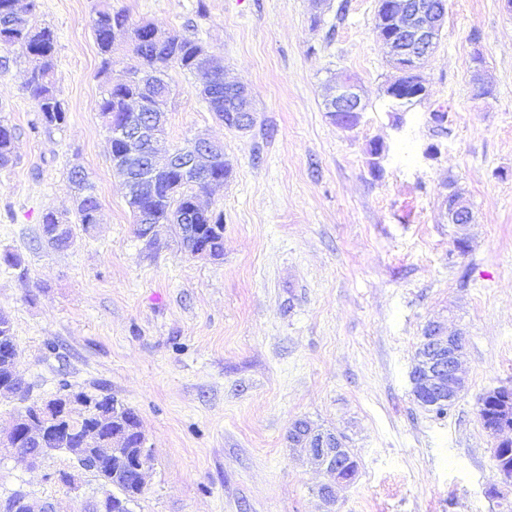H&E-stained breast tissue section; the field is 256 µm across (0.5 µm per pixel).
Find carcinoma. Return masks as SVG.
I'll return each instance as SVG.
<instances>
[{"instance_id": "carcinoma-1", "label": "carcinoma", "mask_w": 512, "mask_h": 512, "mask_svg": "<svg viewBox=\"0 0 512 512\" xmlns=\"http://www.w3.org/2000/svg\"><path fill=\"white\" fill-rule=\"evenodd\" d=\"M15 2L17 0H0V49L16 47L30 59L32 67L25 84L26 92L45 126H61L66 122L67 110L53 81L54 32L48 27L34 24L26 11L15 6ZM92 29L102 58V73H108L114 63V31L123 30L128 34L129 49L140 60V67L130 73L126 83L109 86L97 102V110L105 119L107 128H112L114 121L122 123L130 119L128 99L134 96L150 102L147 112L164 115L169 96L165 76L172 68H178L194 78L201 98L209 111L219 119H224L226 112L237 108L235 96L224 93V65L221 59H216L212 65L207 63L209 52L196 38L168 32L161 40L145 42L142 40L141 25L131 23L125 10L112 8L111 0H102V7L92 19ZM14 139L13 133H0L1 168L14 161ZM230 174L231 164L224 152L215 154L207 176L225 180ZM156 178L161 188L158 199L145 207L153 215V223H173L180 241L190 239L195 245L201 243L210 250L212 258L221 257L224 250L222 216L200 209L195 212V225L174 223L175 215L193 204V193L179 189L180 174L173 166L158 170ZM70 181L75 190L74 214L77 223L84 226L97 223L94 214L97 204L88 197V191L95 190V185H83L73 176ZM51 224H62L66 226V231L57 238L45 237L47 243L58 249L68 246L73 235L72 222L53 210H47L42 216V226ZM509 405L512 406V393L479 409L484 428L500 425L505 419L502 408ZM123 414L124 418L118 425L109 423L103 426L104 433L110 434L114 428L128 431L140 424L133 409L127 407ZM90 474L116 489V493L112 494V512H125V505L137 500L143 493V488L135 483L134 473L123 465L115 466L111 471L92 470Z\"/></svg>"}]
</instances>
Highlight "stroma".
<instances>
[{"label": "stroma", "mask_w": 512, "mask_h": 512, "mask_svg": "<svg viewBox=\"0 0 512 512\" xmlns=\"http://www.w3.org/2000/svg\"><path fill=\"white\" fill-rule=\"evenodd\" d=\"M99 3L35 0V21L56 37L64 125L43 126L20 50L0 65V121L15 129L16 155L0 168V312L32 399L65 382L138 414L152 461L132 512H323V473L286 441L298 418L345 434L358 461L335 512H512V486L486 493L498 470L478 415L486 392L512 388V7L447 0L421 69L430 97L398 128L382 95L394 70L377 0L319 11L312 0H112L133 23L195 36L253 96L251 128L230 130L189 74L168 72L161 149L203 134L232 164L201 198L223 218L213 260L185 252L171 225H157L151 246L134 233L96 103L136 60L116 51L99 76ZM477 54L494 84L487 98L472 80ZM345 74L367 101L351 130L322 99ZM440 105L444 134L428 120ZM75 166L100 217L56 250L41 217L73 216ZM452 183L474 213L464 230L448 221ZM436 319L465 342L467 389L444 417L419 406L409 382ZM70 465L62 452L34 464L0 455V495L84 512L102 488L89 474L75 493L54 482Z\"/></svg>", "instance_id": "obj_1"}]
</instances>
